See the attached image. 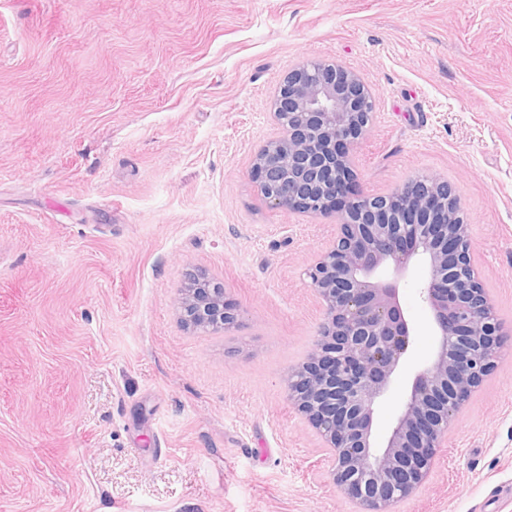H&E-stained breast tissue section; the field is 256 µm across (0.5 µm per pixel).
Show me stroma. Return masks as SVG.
I'll return each instance as SVG.
<instances>
[{"instance_id":"1","label":"stroma","mask_w":512,"mask_h":512,"mask_svg":"<svg viewBox=\"0 0 512 512\" xmlns=\"http://www.w3.org/2000/svg\"><path fill=\"white\" fill-rule=\"evenodd\" d=\"M307 61L375 96L360 190L448 179L512 327V0H0V512H356L284 384L336 218L250 176ZM194 272L231 333L181 324ZM400 510L512 512V349Z\"/></svg>"}]
</instances>
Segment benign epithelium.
<instances>
[{"instance_id": "7a95c632", "label": "benign epithelium", "mask_w": 512, "mask_h": 512, "mask_svg": "<svg viewBox=\"0 0 512 512\" xmlns=\"http://www.w3.org/2000/svg\"><path fill=\"white\" fill-rule=\"evenodd\" d=\"M272 107L282 134L256 154L253 182L271 206L333 214L337 227L308 270L323 320L304 361L289 369L288 401L331 449L333 482L360 512H397L425 485L455 414L495 367L505 326L448 181L420 175L378 196L356 187L350 159L374 107L356 71L300 64L280 83ZM415 260L428 270L423 296L434 352L415 370L379 446L376 409L415 336L399 299V280ZM389 266L392 280L382 278ZM179 306L192 329L227 333L241 316L224 285L203 274L189 275Z\"/></svg>"}]
</instances>
